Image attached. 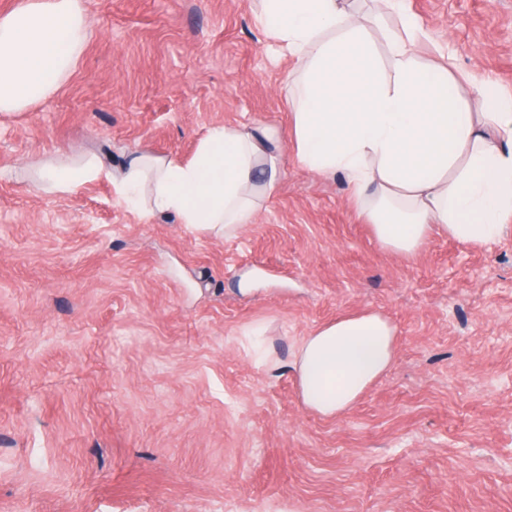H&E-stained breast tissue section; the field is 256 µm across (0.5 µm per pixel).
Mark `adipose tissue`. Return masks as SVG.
Instances as JSON below:
<instances>
[{
    "instance_id": "1",
    "label": "adipose tissue",
    "mask_w": 512,
    "mask_h": 512,
    "mask_svg": "<svg viewBox=\"0 0 512 512\" xmlns=\"http://www.w3.org/2000/svg\"><path fill=\"white\" fill-rule=\"evenodd\" d=\"M352 17L346 0H262L258 24L297 62L286 98L295 163L324 178L343 175L350 197L389 250L412 255L440 230L463 243H489L512 229V103L481 111L448 92L454 74L419 60L424 26L401 32L406 0ZM83 0H21L0 14V115L28 111L59 89L89 37ZM390 45L381 63L370 39ZM275 130L210 127L194 156L136 155L120 172L95 156L77 167L45 163L38 186L70 195L106 179L145 214L174 216L195 230L232 235L251 223L278 189ZM396 329L365 309L318 326L298 346L292 368L299 399L335 419L391 366Z\"/></svg>"
}]
</instances>
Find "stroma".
<instances>
[{
	"label": "stroma",
	"instance_id": "stroma-1",
	"mask_svg": "<svg viewBox=\"0 0 512 512\" xmlns=\"http://www.w3.org/2000/svg\"><path fill=\"white\" fill-rule=\"evenodd\" d=\"M50 99L0 116V512H512V230L386 249L282 154L231 236L140 218L110 181L44 194V163L189 159L212 125L292 137L295 63L257 0H85ZM421 61L512 94V0H408ZM373 309L396 355L343 417L299 401V341ZM261 327L280 370L251 352Z\"/></svg>",
	"mask_w": 512,
	"mask_h": 512
}]
</instances>
